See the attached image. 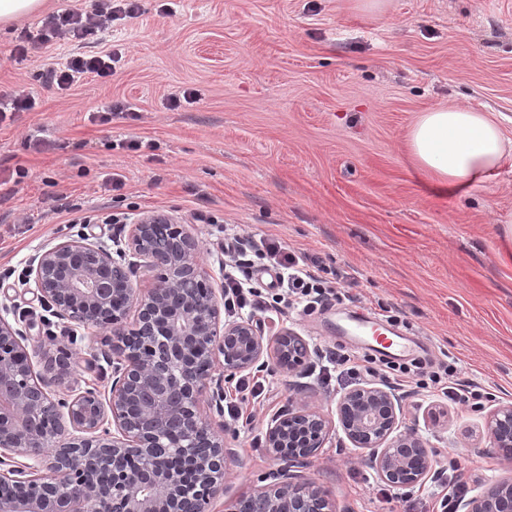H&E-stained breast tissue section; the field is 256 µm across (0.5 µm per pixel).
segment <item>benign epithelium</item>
Returning <instances> with one entry per match:
<instances>
[{
  "label": "benign epithelium",
  "mask_w": 512,
  "mask_h": 512,
  "mask_svg": "<svg viewBox=\"0 0 512 512\" xmlns=\"http://www.w3.org/2000/svg\"><path fill=\"white\" fill-rule=\"evenodd\" d=\"M87 236L40 248L26 282L56 318L109 333L108 396L94 387L74 398L51 388L70 378L63 345L30 344L32 323L0 306V512H208L224 485L220 430L198 413L202 399L224 415V376L269 359L294 371L306 341L284 330L270 340L245 318L224 319L215 278L196 239L163 214L131 225L115 253L147 261L150 284L134 287L130 264ZM224 373L215 375L216 366ZM391 389L362 387L336 401V418L377 476L395 486L423 481L432 456L411 430ZM330 433L327 419L296 402L273 417L266 448L274 482L241 496L256 512H334L326 492L301 479ZM487 434L497 453L512 448V404L494 410ZM456 512H512V479L462 499Z\"/></svg>",
  "instance_id": "obj_1"
}]
</instances>
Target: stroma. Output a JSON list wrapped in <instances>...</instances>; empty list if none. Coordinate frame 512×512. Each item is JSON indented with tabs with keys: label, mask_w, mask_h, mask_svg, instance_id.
<instances>
[{
	"label": "stroma",
	"mask_w": 512,
	"mask_h": 512,
	"mask_svg": "<svg viewBox=\"0 0 512 512\" xmlns=\"http://www.w3.org/2000/svg\"><path fill=\"white\" fill-rule=\"evenodd\" d=\"M138 6L79 44L43 46L38 13L0 27V92L34 99L0 123V271L17 275L41 247L70 238L125 239L138 218L164 213L197 238L211 271L234 224L338 275L343 302L257 318L263 336L291 330L310 355L298 373L269 366L264 393L226 421L233 455L211 512L271 483L277 464L263 440L289 399L335 418L344 389L318 372L317 352L362 355L336 331L352 313L392 318L419 341L418 359L447 361L493 399L474 412L433 392L401 393L400 430L434 453L430 476L410 486L380 481L333 426L306 475L337 512H438L441 487L455 479L474 495L512 477L486 430L490 410L512 404V234L496 221L512 212V155L486 184L448 190L413 166L406 144L420 112L448 103L491 114L512 143V0H387L380 16L348 0ZM106 48L109 78L67 92L37 78L49 63ZM118 102L131 114L94 120L93 109ZM16 275L0 280V303L35 322L33 344L53 348L44 308ZM106 337L80 327L66 339L73 372L56 396L110 388L111 367L92 359Z\"/></svg>",
	"instance_id": "obj_1"
}]
</instances>
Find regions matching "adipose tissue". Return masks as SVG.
<instances>
[{
  "label": "adipose tissue",
  "mask_w": 512,
  "mask_h": 512,
  "mask_svg": "<svg viewBox=\"0 0 512 512\" xmlns=\"http://www.w3.org/2000/svg\"><path fill=\"white\" fill-rule=\"evenodd\" d=\"M407 142L415 167L446 188L485 182L506 156L499 122L464 104L422 113Z\"/></svg>",
  "instance_id": "1"
}]
</instances>
